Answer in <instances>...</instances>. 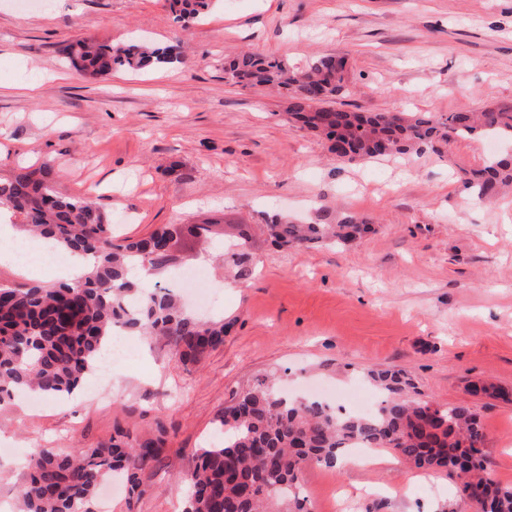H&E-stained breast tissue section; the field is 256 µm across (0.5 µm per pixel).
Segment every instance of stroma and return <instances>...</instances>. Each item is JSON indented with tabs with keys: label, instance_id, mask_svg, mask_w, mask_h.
Returning <instances> with one entry per match:
<instances>
[{
	"label": "stroma",
	"instance_id": "35a3bbf8",
	"mask_svg": "<svg viewBox=\"0 0 512 512\" xmlns=\"http://www.w3.org/2000/svg\"><path fill=\"white\" fill-rule=\"evenodd\" d=\"M135 36L179 45V61L89 80L61 53L83 38ZM243 51L294 64L345 57L343 110L512 107V0H221L187 30L168 0H48L26 12L0 0V176L54 160L59 191L95 199L122 238L207 225L173 252L212 285L209 318L230 324L221 347L187 366L138 337L109 404L92 400L93 375L36 410L1 403L0 445L12 453L0 457V504L14 503L17 461L37 446L93 448L115 425L144 434L161 424L146 494L113 492L108 512H183L188 451L238 392L277 373L288 393L317 386L343 401L374 395L365 373L384 366L406 370L433 404L473 403L488 471L512 487V194L482 202L459 180L501 144L457 137L437 154L338 158L289 122L282 91L225 80V58ZM321 207L373 230L344 247L270 243L274 216L308 222ZM241 242L253 260L243 278L224 270ZM474 382L507 396L472 397ZM300 483L307 512H471L446 471L399 461L311 464Z\"/></svg>",
	"mask_w": 512,
	"mask_h": 512
}]
</instances>
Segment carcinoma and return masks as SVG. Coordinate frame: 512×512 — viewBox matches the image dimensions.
<instances>
[{"mask_svg": "<svg viewBox=\"0 0 512 512\" xmlns=\"http://www.w3.org/2000/svg\"><path fill=\"white\" fill-rule=\"evenodd\" d=\"M219 0H171L175 18L186 28L207 16ZM137 42L120 46L78 40L64 49L85 77L108 75L116 67L147 69L172 56ZM224 79L251 87H272L288 96V115L330 142L345 145L337 157L370 160L440 153L451 136L512 142V108L452 112H351L322 106L347 90L346 60L324 55L303 66L242 53L224 60ZM460 181L480 199L512 187V156L464 170ZM51 161L21 167L0 177V206L20 218L21 232H33L70 254L93 263L74 284L0 286V402L34 391L46 399L74 394L112 341L120 324L131 335L173 340L184 364H196L224 344L222 320L202 323L187 314L163 288L139 285V264L156 273L173 263L167 245L200 224H165L137 240L114 242L112 225L90 197H72L56 188ZM280 248L311 244L345 246L371 231L355 215L335 217L322 209L312 224L278 216L266 225ZM367 377L382 396L371 414H345L318 398L290 399L272 376L242 390L218 418L221 441L189 451L191 486L184 512H302L299 476L317 462L327 467L348 448L362 443L389 449L420 469H445L459 498L475 512H512V488L495 482L484 465L485 432L467 403L442 407L422 397L408 375L393 367L371 369ZM165 430L136 434L118 426L109 442L70 451L41 448L29 462L19 490L20 512H93L101 481L115 474L128 495L146 492L141 473L163 451Z\"/></svg>", "mask_w": 512, "mask_h": 512, "instance_id": "carcinoma-1", "label": "carcinoma"}]
</instances>
